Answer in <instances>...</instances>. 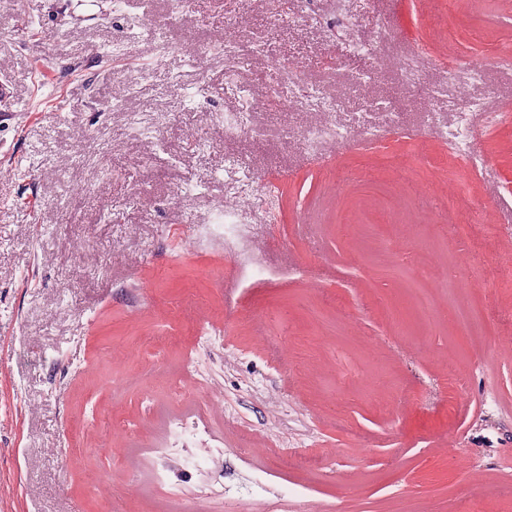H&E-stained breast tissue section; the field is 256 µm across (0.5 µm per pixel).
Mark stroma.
<instances>
[{"instance_id": "35a3bbf8", "label": "stroma", "mask_w": 512, "mask_h": 512, "mask_svg": "<svg viewBox=\"0 0 512 512\" xmlns=\"http://www.w3.org/2000/svg\"><path fill=\"white\" fill-rule=\"evenodd\" d=\"M289 9L0 0V512H512V121H474L473 170L439 136L488 101L512 114V0H348L334 40L336 0ZM226 38L266 102L234 136ZM412 55L424 85L456 68L446 99L406 91ZM277 60L330 112L268 105ZM372 99L397 129L355 125ZM326 122L344 137L302 147ZM454 190L479 251L448 224ZM224 209L264 222L233 255L205 229ZM474 301L459 335L448 309ZM176 418L207 431L182 443Z\"/></svg>"}]
</instances>
